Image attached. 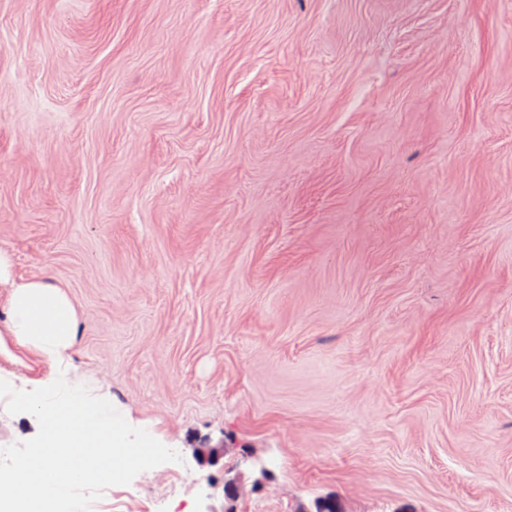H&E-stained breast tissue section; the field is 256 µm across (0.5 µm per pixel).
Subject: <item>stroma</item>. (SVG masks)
<instances>
[{
	"mask_svg": "<svg viewBox=\"0 0 512 512\" xmlns=\"http://www.w3.org/2000/svg\"><path fill=\"white\" fill-rule=\"evenodd\" d=\"M0 250L152 437L59 512H512V0H0Z\"/></svg>",
	"mask_w": 512,
	"mask_h": 512,
	"instance_id": "1",
	"label": "stroma"
}]
</instances>
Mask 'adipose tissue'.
Segmentation results:
<instances>
[{
    "mask_svg": "<svg viewBox=\"0 0 512 512\" xmlns=\"http://www.w3.org/2000/svg\"><path fill=\"white\" fill-rule=\"evenodd\" d=\"M10 286L0 324V348L12 342L34 353L49 373L34 382L0 375V393L19 415L34 418L38 449L9 474H0V512H55L73 485L109 478L129 457L146 462L148 446L127 447L126 413L84 381L70 375V352L78 333V314L69 294L43 278L14 281L10 256L0 251V284Z\"/></svg>",
    "mask_w": 512,
    "mask_h": 512,
    "instance_id": "adipose-tissue-1",
    "label": "adipose tissue"
}]
</instances>
